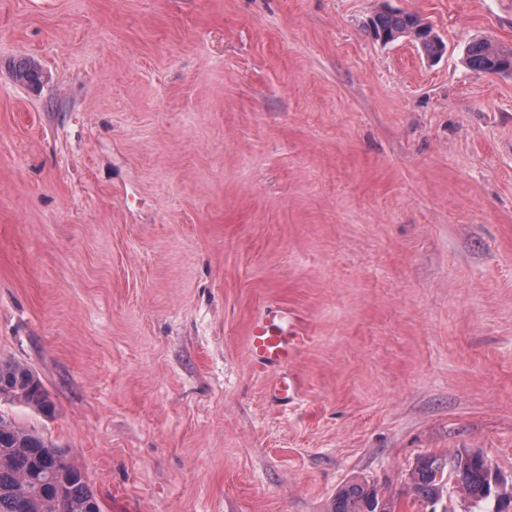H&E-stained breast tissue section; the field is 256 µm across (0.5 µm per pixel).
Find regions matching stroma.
Masks as SVG:
<instances>
[{
  "mask_svg": "<svg viewBox=\"0 0 512 512\" xmlns=\"http://www.w3.org/2000/svg\"><path fill=\"white\" fill-rule=\"evenodd\" d=\"M385 5L442 58L373 39ZM476 37L512 47V0H0V360L55 404L0 415L102 512H425L417 460L465 451L512 483V75ZM465 60L471 69L485 74L512 71V48L481 39L468 45ZM248 348L259 364L280 370L270 381L267 392L275 401L288 403L297 392V384L288 375V364L294 360L304 336L300 325L288 316L284 307L270 309L249 325ZM333 512H392L375 488L363 483L346 485L336 496Z\"/></svg>",
  "mask_w": 512,
  "mask_h": 512,
  "instance_id": "obj_1",
  "label": "stroma"
}]
</instances>
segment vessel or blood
<instances>
[{
	"label": "vessel or blood",
	"instance_id": "b4317fda",
	"mask_svg": "<svg viewBox=\"0 0 512 512\" xmlns=\"http://www.w3.org/2000/svg\"><path fill=\"white\" fill-rule=\"evenodd\" d=\"M302 337V328L284 307L268 310L249 325L247 340L251 355L263 367L276 371L267 388L274 400L288 401L297 392L288 365L296 357Z\"/></svg>",
	"mask_w": 512,
	"mask_h": 512
}]
</instances>
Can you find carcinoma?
Instances as JSON below:
<instances>
[{
	"label": "carcinoma",
	"mask_w": 512,
	"mask_h": 512,
	"mask_svg": "<svg viewBox=\"0 0 512 512\" xmlns=\"http://www.w3.org/2000/svg\"><path fill=\"white\" fill-rule=\"evenodd\" d=\"M370 34L389 43L412 39L428 58L445 49L441 38L418 16L401 11L379 12L368 23ZM465 60L477 72L512 71V48L489 39L468 45ZM0 394H6L43 415L54 413L55 405L41 379L30 368L0 361ZM450 477L466 492L476 512H506L512 499L497 491L498 475L478 452L459 453L450 458L424 456L412 472L416 496L426 502L442 494ZM102 512L101 504L84 473L72 464L66 451L43 436L0 416V512ZM333 512H391L375 488L351 483L336 496Z\"/></svg>",
	"instance_id": "1"
}]
</instances>
